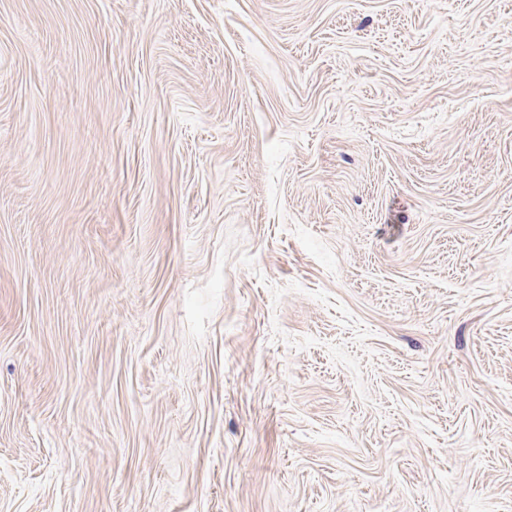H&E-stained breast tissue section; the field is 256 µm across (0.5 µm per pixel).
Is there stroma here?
Here are the masks:
<instances>
[{
	"mask_svg": "<svg viewBox=\"0 0 512 512\" xmlns=\"http://www.w3.org/2000/svg\"><path fill=\"white\" fill-rule=\"evenodd\" d=\"M0 512H512V0H0Z\"/></svg>",
	"mask_w": 512,
	"mask_h": 512,
	"instance_id": "35a3bbf8",
	"label": "stroma"
}]
</instances>
